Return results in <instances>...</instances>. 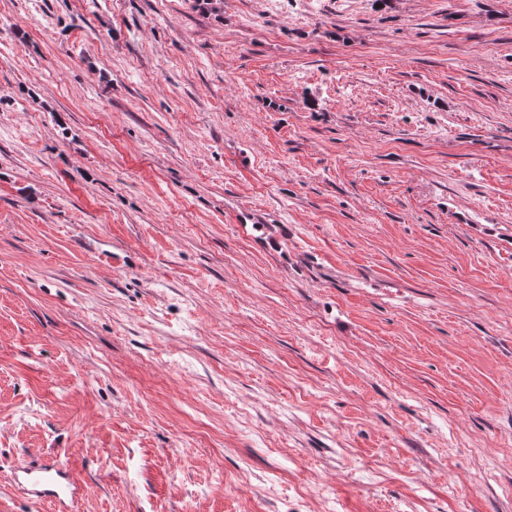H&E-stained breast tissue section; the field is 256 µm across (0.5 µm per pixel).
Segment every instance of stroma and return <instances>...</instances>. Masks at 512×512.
<instances>
[{
  "label": "stroma",
  "instance_id": "obj_1",
  "mask_svg": "<svg viewBox=\"0 0 512 512\" xmlns=\"http://www.w3.org/2000/svg\"><path fill=\"white\" fill-rule=\"evenodd\" d=\"M512 512V0H0V512ZM10 482L29 498L50 504L53 512H68L69 505L83 499L86 492V484L75 468L61 462L57 455L37 467H14Z\"/></svg>",
  "mask_w": 512,
  "mask_h": 512
}]
</instances>
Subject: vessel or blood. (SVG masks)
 I'll return each mask as SVG.
<instances>
[{"instance_id": "obj_1", "label": "vessel or blood", "mask_w": 512, "mask_h": 512, "mask_svg": "<svg viewBox=\"0 0 512 512\" xmlns=\"http://www.w3.org/2000/svg\"><path fill=\"white\" fill-rule=\"evenodd\" d=\"M10 482L29 498L50 504L52 512H68L70 504L84 498L86 492V485L74 467L55 456L36 467H14Z\"/></svg>"}]
</instances>
